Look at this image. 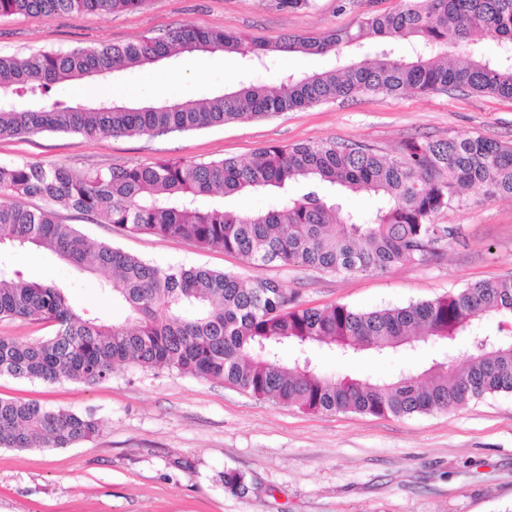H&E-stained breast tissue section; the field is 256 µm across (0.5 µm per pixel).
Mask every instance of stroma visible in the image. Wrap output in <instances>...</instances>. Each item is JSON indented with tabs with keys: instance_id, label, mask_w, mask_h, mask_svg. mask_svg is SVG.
<instances>
[{
	"instance_id": "35a3bbf8",
	"label": "stroma",
	"mask_w": 512,
	"mask_h": 512,
	"mask_svg": "<svg viewBox=\"0 0 512 512\" xmlns=\"http://www.w3.org/2000/svg\"><path fill=\"white\" fill-rule=\"evenodd\" d=\"M399 0H312L286 10L276 0H145L133 12L0 17V55L26 56L100 44H125L184 23L265 43L319 38L356 27ZM199 78L167 67L122 78L137 101L193 99L247 76L273 83L281 72L331 68L330 56L290 53L245 69L233 55L194 57ZM480 135L512 144V100L408 91L367 95L220 127L161 137L85 139L39 132L0 138V164L23 161L74 168H122L159 158L246 159L258 149L333 139L395 154L411 138ZM94 242H106L163 268L195 266L252 283L273 280L306 307L356 310L405 306L455 294L471 284L512 277V199L465 190L437 221L455 227L443 261L343 275L299 265L252 264L220 248L95 224L74 212ZM0 268L64 287L86 313L118 320L125 310L99 280L42 252L0 248ZM495 328L473 323L452 344L428 343L343 361L327 352L315 364L332 375L395 377L409 366L463 356L469 339ZM0 397L93 411L98 436L68 448L0 447V512H512V392L449 412L402 417L308 412L251 397L224 383L133 364L99 384L0 377ZM243 473L250 490L235 495L218 472Z\"/></svg>"
}]
</instances>
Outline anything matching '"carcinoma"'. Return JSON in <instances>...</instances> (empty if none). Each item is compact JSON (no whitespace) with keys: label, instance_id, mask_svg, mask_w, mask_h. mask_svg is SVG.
<instances>
[{"label":"carcinoma","instance_id":"1","mask_svg":"<svg viewBox=\"0 0 512 512\" xmlns=\"http://www.w3.org/2000/svg\"><path fill=\"white\" fill-rule=\"evenodd\" d=\"M145 0H0V16L131 12ZM497 45L487 54L474 36ZM383 40L365 53L366 40ZM280 52L329 55L336 66L286 73L268 87L240 80L193 100L147 104H74L56 97L66 83L122 78L194 53L233 54L265 63ZM407 90L470 92L512 99V0H400L356 28L321 39L291 36L266 44L183 24L124 45L102 44L28 56L0 55V137L38 132L84 138L159 136L269 117L358 95ZM487 198H512V146L482 136L405 142L395 155L334 140L270 146L246 161L160 158L125 168L77 169L23 162L0 165V246L47 251L96 273L102 290L126 310L120 321L76 311L64 289L0 269V320L54 326L50 336H0V376L97 384L115 367L176 369L221 381L273 403L311 412L405 416L448 411L487 394L512 392V342L477 348L463 362H433L395 379L334 378L312 365L328 347L341 358L389 353L417 343L452 342L490 319L512 335V278L403 307L358 311L346 305L304 307L271 280L247 284L203 267L161 268L108 243H94L61 211L97 224L222 248L248 262L301 264L354 275L401 264L439 261L448 225L435 222L468 187ZM366 194L368 212L346 198ZM263 195L267 210L226 206L235 195ZM292 351L289 358L283 352ZM100 433L90 411L55 409L0 398V447L67 448ZM219 478L232 493L245 475Z\"/></svg>","mask_w":512,"mask_h":512}]
</instances>
